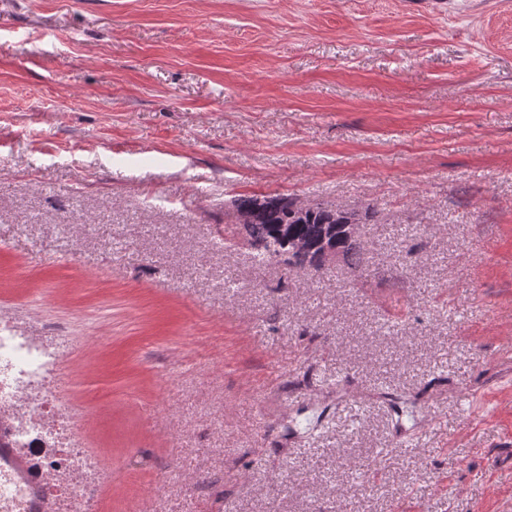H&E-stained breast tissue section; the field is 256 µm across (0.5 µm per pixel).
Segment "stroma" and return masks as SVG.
I'll return each mask as SVG.
<instances>
[{"instance_id":"stroma-1","label":"stroma","mask_w":512,"mask_h":512,"mask_svg":"<svg viewBox=\"0 0 512 512\" xmlns=\"http://www.w3.org/2000/svg\"><path fill=\"white\" fill-rule=\"evenodd\" d=\"M276 194L364 272L257 265ZM1 307L98 512H512V0H0ZM234 207L236 224H244L254 261L281 260L295 269L321 267L332 259L326 247L334 249L335 258L361 268L365 245L359 224L375 223L378 212L374 205L358 212L290 196L243 197L234 201Z\"/></svg>"}]
</instances>
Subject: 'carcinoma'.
I'll use <instances>...</instances> for the list:
<instances>
[{"label":"carcinoma","instance_id":"cac0c4a2","mask_svg":"<svg viewBox=\"0 0 512 512\" xmlns=\"http://www.w3.org/2000/svg\"><path fill=\"white\" fill-rule=\"evenodd\" d=\"M234 207L254 261H281L295 269L321 267L330 259L328 247L335 257L362 267L365 245L357 227L375 223L377 215L373 205L358 212L290 196L243 197L234 201Z\"/></svg>","mask_w":512,"mask_h":512}]
</instances>
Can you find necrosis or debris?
Instances as JSON below:
<instances>
[{
  "instance_id": "1",
  "label": "necrosis or debris",
  "mask_w": 512,
  "mask_h": 512,
  "mask_svg": "<svg viewBox=\"0 0 512 512\" xmlns=\"http://www.w3.org/2000/svg\"><path fill=\"white\" fill-rule=\"evenodd\" d=\"M64 331L0 309V512H95L109 479L58 385Z\"/></svg>"
}]
</instances>
